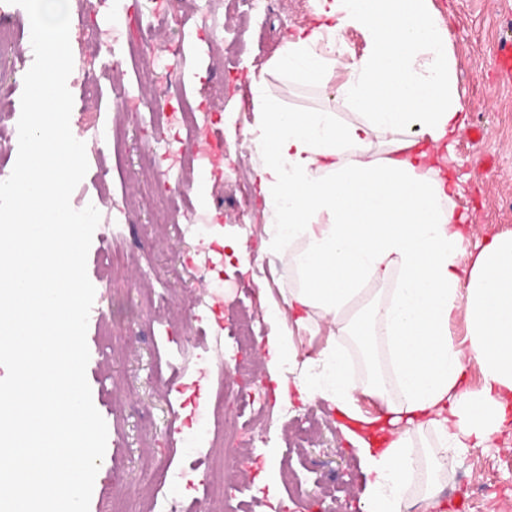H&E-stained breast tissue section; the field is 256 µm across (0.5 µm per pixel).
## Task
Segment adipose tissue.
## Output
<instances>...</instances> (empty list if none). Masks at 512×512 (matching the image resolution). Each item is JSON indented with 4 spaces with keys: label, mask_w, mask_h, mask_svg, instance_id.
<instances>
[{
    "label": "adipose tissue",
    "mask_w": 512,
    "mask_h": 512,
    "mask_svg": "<svg viewBox=\"0 0 512 512\" xmlns=\"http://www.w3.org/2000/svg\"><path fill=\"white\" fill-rule=\"evenodd\" d=\"M314 15V27L290 35L250 75L255 119L246 134L269 215L263 247L297 280L266 341V370L282 400L295 392L350 419L343 434L364 465L367 512H406L400 486L415 468L412 432L437 434L430 500L454 469L449 452L470 438L488 441L512 407V235L469 255L460 250L453 200L461 188L449 170L467 116L450 28L430 0H315ZM349 28L365 39L360 56L344 47ZM273 70L332 93L357 121L340 122L327 107L283 109L269 89ZM368 283L384 284L385 293L348 317ZM458 305L464 346L448 330ZM326 322L336 332L323 333ZM297 330L325 342L315 354L300 352ZM340 335L382 353L380 380L351 378ZM471 363L482 374L477 390L465 383ZM364 396L382 417L363 411Z\"/></svg>",
    "instance_id": "ef3b65f1"
}]
</instances>
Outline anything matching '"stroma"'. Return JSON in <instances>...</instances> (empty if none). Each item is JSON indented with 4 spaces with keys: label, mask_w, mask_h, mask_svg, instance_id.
Listing matches in <instances>:
<instances>
[{
    "label": "stroma",
    "mask_w": 512,
    "mask_h": 512,
    "mask_svg": "<svg viewBox=\"0 0 512 512\" xmlns=\"http://www.w3.org/2000/svg\"><path fill=\"white\" fill-rule=\"evenodd\" d=\"M449 24L456 82L466 108V127L454 153L463 192L455 211L463 218V253L477 251L488 238L512 234V85L497 81L489 63L494 43L512 29V0H431ZM126 14L121 32L126 66L114 70L109 52L96 46L98 20L113 5ZM222 16L224 49L216 51L204 26L207 13ZM314 21V0H269L264 9L245 0H75L70 15L71 49L76 72L69 82L72 120L82 133L88 170L82 180L88 199L107 195L135 197L137 210L115 222L100 219L87 257V274L95 287L87 345L86 376L92 400L104 418L108 439L95 478L89 512H145L149 494L178 501L182 512H211L210 491L203 475L213 461L225 460L224 447L195 456L187 454L198 419L189 405V389L198 379L194 365L172 366L173 358L211 347L213 337L190 323L185 307L205 304L221 308L224 334L223 374L208 379V396L223 394L224 411L235 426L250 428L254 451L274 460L271 478L254 475L251 483L225 501L223 512H261L266 502L282 500L290 512H365L367 478L355 451L321 400L269 404L270 421L256 424L244 410L245 387L230 367L251 362L238 352L233 335L244 318L259 316L254 345L262 347L278 331L267 313L282 306L294 287L291 273L274 255L261 251L267 216L253 183L257 158L243 131L254 122L249 86L250 66L273 59L288 34ZM155 24L160 44L177 48V57L138 53L142 28ZM166 77L165 97L171 104L187 100L200 105L208 85L223 83L226 120L216 125L224 145V172L205 196L172 192L173 209L205 217L203 244L182 238L176 227L155 229V198L143 194L140 167L153 154L160 168L177 177L168 156L191 149L181 127H159L147 100L154 80ZM282 106L303 111L326 106L313 89L268 76ZM96 83L98 99L83 96L84 82ZM114 127L120 148L93 142L86 124ZM486 135L476 140L473 127ZM227 239L251 248L248 266L237 257L224 261L222 283L203 287L196 270L207 258L205 245ZM135 254L139 264L106 275L110 252ZM455 471L461 482L441 485L440 501L452 512H501L500 496L512 500V409L485 447L463 453ZM334 484L341 502L314 492L315 482Z\"/></svg>",
    "instance_id": "stroma-1"
}]
</instances>
